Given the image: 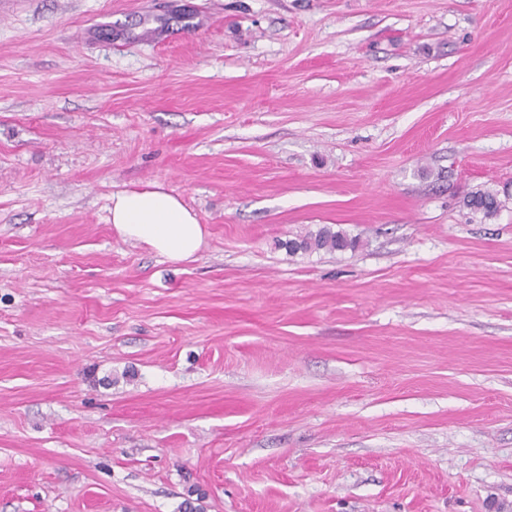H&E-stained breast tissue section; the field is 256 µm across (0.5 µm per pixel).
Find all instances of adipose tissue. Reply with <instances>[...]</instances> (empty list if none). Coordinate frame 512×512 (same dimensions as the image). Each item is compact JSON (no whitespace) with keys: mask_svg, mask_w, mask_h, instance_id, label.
Instances as JSON below:
<instances>
[{"mask_svg":"<svg viewBox=\"0 0 512 512\" xmlns=\"http://www.w3.org/2000/svg\"><path fill=\"white\" fill-rule=\"evenodd\" d=\"M110 222L123 239L146 245L174 263L193 257L205 243L195 213L158 184L113 196Z\"/></svg>","mask_w":512,"mask_h":512,"instance_id":"adipose-tissue-1","label":"adipose tissue"}]
</instances>
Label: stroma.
<instances>
[{"label": "stroma", "instance_id": "obj_1", "mask_svg": "<svg viewBox=\"0 0 512 512\" xmlns=\"http://www.w3.org/2000/svg\"><path fill=\"white\" fill-rule=\"evenodd\" d=\"M507 183L512 0H0V512H512ZM110 213L109 220L123 239L144 244L170 262L193 257L205 243L196 214L159 184L113 195ZM511 201V185L509 187L506 184L501 192L489 189L472 192L464 201V205L471 211L472 215H482V219H490L495 217ZM296 236L284 245L288 249V253L292 255L299 252L302 254L318 253L320 251L332 253L356 247L354 239L349 238L341 230L334 231L327 225L318 228L316 231L308 230Z\"/></svg>", "mask_w": 512, "mask_h": 512}]
</instances>
